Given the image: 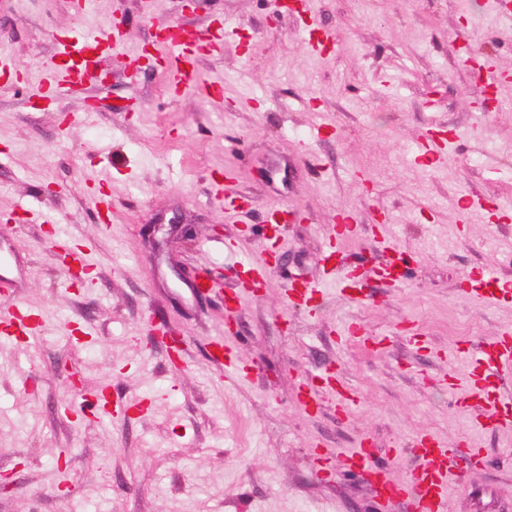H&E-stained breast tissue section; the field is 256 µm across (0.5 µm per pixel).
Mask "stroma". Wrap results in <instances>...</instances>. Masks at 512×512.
I'll use <instances>...</instances> for the list:
<instances>
[{
    "instance_id": "1",
    "label": "stroma",
    "mask_w": 512,
    "mask_h": 512,
    "mask_svg": "<svg viewBox=\"0 0 512 512\" xmlns=\"http://www.w3.org/2000/svg\"><path fill=\"white\" fill-rule=\"evenodd\" d=\"M311 9L334 38L323 52L272 0H88L79 15L72 0H0V51L21 76L0 80V215L39 214L0 231V278L14 283L0 311L13 302L44 319L37 340L0 337V512H411L407 499L379 500L345 453L365 444L403 481L421 434L486 458L451 484L448 512H512V427L483 429L458 405L464 350L512 328V302L461 291L473 269L512 279V219L488 220L512 207V19L486 0ZM115 20L127 37L102 56V82L38 98L56 38ZM217 21L227 34L198 79L222 82L221 95L171 97L156 68L130 78L167 24L203 34ZM468 47L499 82L487 85ZM432 124L460 139L442 162H417ZM228 194L247 195L250 212L225 218ZM278 202L304 218L256 298L239 263L265 262ZM341 212L359 226L341 244L348 257L380 261L384 234L407 253L403 287L371 276L355 299L326 283L320 258ZM174 219L194 225L191 240ZM60 244L86 257L82 284L68 281ZM204 276L213 288L200 294ZM304 281L320 297L290 305ZM351 323L361 336H342ZM217 336L245 377L210 361ZM329 367L353 403L324 391L304 410L301 384ZM102 392L126 415H86L85 396Z\"/></svg>"
}]
</instances>
